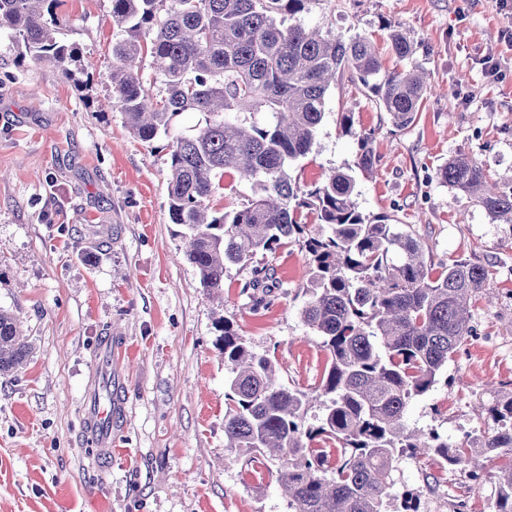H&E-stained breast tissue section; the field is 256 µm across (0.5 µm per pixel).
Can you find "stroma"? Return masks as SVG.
Masks as SVG:
<instances>
[{"label": "stroma", "mask_w": 512, "mask_h": 512, "mask_svg": "<svg viewBox=\"0 0 512 512\" xmlns=\"http://www.w3.org/2000/svg\"><path fill=\"white\" fill-rule=\"evenodd\" d=\"M110 11L111 0H62V29L83 52L73 79L17 61L14 41L0 36V308L31 345L22 366L0 375V512H289L275 471L224 445L230 373L214 308L169 217V141H141L121 112L100 107L112 96ZM302 19L379 44L383 23L396 22L431 74L404 129L338 76L296 173L311 185L353 167L358 133H371L375 163L356 177L359 211L419 235L434 263L465 259L494 271L472 308L475 337L406 414L409 427L463 442L487 426L488 407L512 397V227L492 223L435 173L465 152L491 180L512 176L507 20L495 0H310ZM346 111L348 132L338 123ZM263 265L273 279L257 310L246 285ZM308 288L295 240L224 275L225 317L276 361L284 384L304 390L326 363L321 337L300 317ZM107 370L112 448L103 457L85 435L83 407ZM511 461L505 449L480 459L474 481L441 471L437 455L406 456L395 485L420 490V512H496L498 469Z\"/></svg>", "instance_id": "1"}]
</instances>
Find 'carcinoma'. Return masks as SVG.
I'll return each instance as SVG.
<instances>
[{"label":"carcinoma","instance_id":"cac0c4a2","mask_svg":"<svg viewBox=\"0 0 512 512\" xmlns=\"http://www.w3.org/2000/svg\"><path fill=\"white\" fill-rule=\"evenodd\" d=\"M311 0H111L118 28L112 45V95L132 134L144 142L171 139L168 178L172 223L185 226V255L204 295L224 294V273L290 239L303 242L310 300L303 324L321 336L328 364L304 391L278 380L267 355L253 352L230 319L214 320L217 345L232 376L224 414L227 447L282 461L277 483L290 512H420L419 492L391 496L400 456L420 448L444 464L466 467L500 448L512 451V398L489 410L493 425L461 445L436 431H408L413 399L433 390L448 360L472 335V300L493 272L468 260L432 264L420 238L382 215L358 211L355 177L333 171L309 188L292 163L311 153L326 95L348 71L378 98L393 124L411 125L430 89L414 62L415 46L386 22L399 67L382 70L374 42L348 41L307 27ZM61 0H0V33L21 58L57 66L81 62L82 50L61 32ZM150 55L158 95L146 88L139 63ZM185 112L201 116L194 132L175 131ZM264 112V124L244 113ZM356 167L374 165L368 134L358 135ZM251 184L254 198L236 210L209 201L224 174ZM496 224L512 227V191L490 182L483 166L459 153L436 172ZM29 344L15 318L0 309V373L22 364ZM322 400L315 426L307 407ZM496 512H512V464L501 469Z\"/></svg>","mask_w":512,"mask_h":512}]
</instances>
